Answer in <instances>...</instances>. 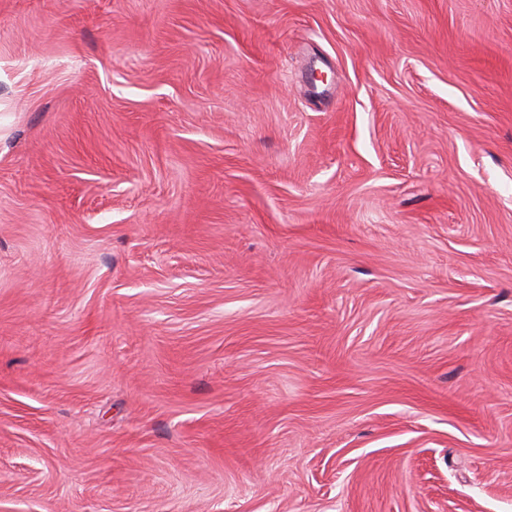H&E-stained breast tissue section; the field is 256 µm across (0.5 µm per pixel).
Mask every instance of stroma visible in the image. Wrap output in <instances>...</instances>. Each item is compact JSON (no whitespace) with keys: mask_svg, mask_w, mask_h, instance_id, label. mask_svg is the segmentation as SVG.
Segmentation results:
<instances>
[{"mask_svg":"<svg viewBox=\"0 0 512 512\" xmlns=\"http://www.w3.org/2000/svg\"><path fill=\"white\" fill-rule=\"evenodd\" d=\"M0 512H512V0H0Z\"/></svg>","mask_w":512,"mask_h":512,"instance_id":"1","label":"stroma"}]
</instances>
